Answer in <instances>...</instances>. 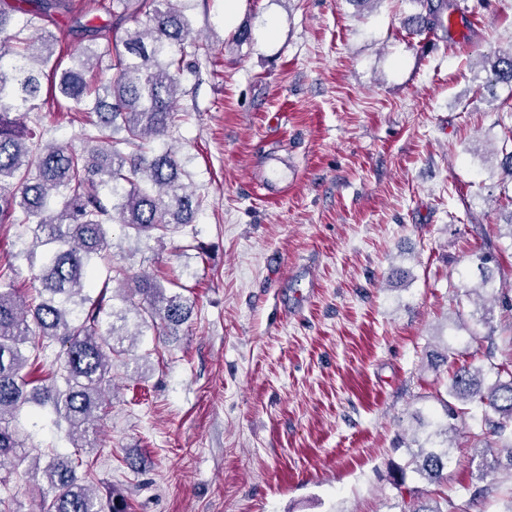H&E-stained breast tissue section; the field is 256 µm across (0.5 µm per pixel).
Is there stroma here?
Returning <instances> with one entry per match:
<instances>
[{"label":"stroma","instance_id":"35a3bbf8","mask_svg":"<svg viewBox=\"0 0 512 512\" xmlns=\"http://www.w3.org/2000/svg\"><path fill=\"white\" fill-rule=\"evenodd\" d=\"M46 21L62 52L75 22L111 25L112 0H73ZM201 48L179 76L178 126L164 140L200 199L163 242L112 227L133 273L182 284L192 306L172 334L124 341L100 413L89 482L130 512H401L391 483L417 417L439 418L447 370L512 361V311L481 322L465 287L512 284V85L483 57L512 53V0H444L462 34L412 33L419 0H183ZM248 29L250 38L234 34ZM80 118L42 95L23 122L77 141ZM22 224H0V265L23 297ZM407 271L404 280L392 269ZM29 454L71 453L33 408ZM444 478L405 485L443 512H504L512 472L471 500L479 419L457 421ZM138 469H131V462Z\"/></svg>","mask_w":512,"mask_h":512}]
</instances>
